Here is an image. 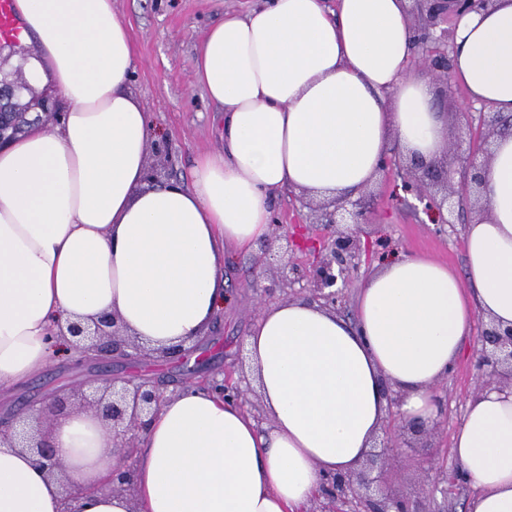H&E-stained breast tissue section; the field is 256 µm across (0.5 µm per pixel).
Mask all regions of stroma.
Segmentation results:
<instances>
[{
  "label": "stroma",
  "instance_id": "1",
  "mask_svg": "<svg viewBox=\"0 0 512 512\" xmlns=\"http://www.w3.org/2000/svg\"><path fill=\"white\" fill-rule=\"evenodd\" d=\"M114 10L129 26L141 62L129 86L155 127L159 140L150 149L168 154L169 162L158 177L182 181L198 155L224 146L223 114L205 92L190 82V71L200 42L208 29L228 13H244L265 6L266 0H112ZM439 110L446 118L448 144H479L480 131L473 116L479 107L462 87L453 88ZM368 221L352 224L348 233L364 248L346 290L342 316L353 319L355 298L361 283L378 263L401 253H415L448 264L456 273L464 271V227L447 228L428 223L423 206L407 193L396 171H383L365 190ZM285 227L300 223L311 238H319L321 225L309 209L300 208L296 193L285 190L272 199ZM229 300L218 320L205 353L180 364L155 365L145 359L117 361L112 372L118 377L150 375L193 382L198 372H219L240 366L246 359L245 338L260 310L282 301L283 295L269 291L259 248L238 255L224 268ZM481 325H474L468 338L470 354L444 380L448 390L446 415L435 425L434 439L427 448L404 444L395 424L385 426L382 443L393 446L388 464L379 469L384 486L393 494L409 498L415 512H465L472 487L457 477L459 466L450 450L451 437L462 422L465 403L479 383L472 358L478 348ZM446 473L448 488L418 490L424 469Z\"/></svg>",
  "mask_w": 512,
  "mask_h": 512
}]
</instances>
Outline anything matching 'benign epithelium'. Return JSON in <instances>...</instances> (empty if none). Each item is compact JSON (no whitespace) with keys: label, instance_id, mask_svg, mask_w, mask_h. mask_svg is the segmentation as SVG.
Segmentation results:
<instances>
[{"label":"benign epithelium","instance_id":"7a95c632","mask_svg":"<svg viewBox=\"0 0 512 512\" xmlns=\"http://www.w3.org/2000/svg\"><path fill=\"white\" fill-rule=\"evenodd\" d=\"M410 28L412 31L413 62L425 67L430 75L443 86L438 89L442 96L448 95V73L451 67L454 28L447 27L449 17H458L469 12H481L493 5L494 0H411ZM484 138L488 139L512 132V115L501 112H485L481 118ZM457 168L452 164L412 157L404 163L400 159L384 157L382 170L396 165L398 175L403 178L406 191L425 203L426 212L435 213L441 224H453L454 204L449 202L454 194L450 171L459 174L461 188L474 191L476 205L470 209L467 223L472 224L488 215V200L484 194L483 167L485 161L477 160V151L470 149L456 157ZM306 205L316 213L317 223L323 226L325 237L317 252L316 260L309 266L302 265L293 257H284L290 248L299 243L280 233L283 225L273 217V236L264 246L262 260L272 270V287L283 292L294 285L307 283L306 298L320 306L336 311L355 260L359 256L360 242L339 228L341 224L366 223L365 203L348 197L324 200L318 204L308 201ZM67 335L72 341L69 350L59 357L70 362L72 368L83 370L107 362L116 356L124 358L148 357L155 354L165 358L170 350L153 349L137 338L127 334L114 315H103L91 324L72 322L67 326ZM476 368L481 373L480 388L490 386L512 388V325H503L494 320L485 324L478 339ZM92 380L74 381L57 388L53 394V412H58L69 399L77 397L88 404V408L112 432L113 452L124 454L128 444L139 438L148 419L159 410L164 392L151 378L137 380L116 378L95 387L92 398H87L84 387ZM199 384L236 401L246 400L244 390L233 381L231 374L203 377ZM50 417L43 414L35 420H21L16 415L0 418V446L26 448L35 463L53 476L60 478L64 496L63 512H76L71 483L64 475V466L56 449L46 439L44 428ZM392 451L385 445L379 452L368 454L361 469L354 475H336L326 479L323 490L315 500L310 512H412L407 500L374 492L375 478L371 473L377 461ZM112 490L131 493L128 471L117 469L107 480Z\"/></svg>","mask_w":512,"mask_h":512}]
</instances>
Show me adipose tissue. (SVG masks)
Masks as SVG:
<instances>
[{
	"label": "adipose tissue",
	"mask_w": 512,
	"mask_h": 512,
	"mask_svg": "<svg viewBox=\"0 0 512 512\" xmlns=\"http://www.w3.org/2000/svg\"><path fill=\"white\" fill-rule=\"evenodd\" d=\"M39 45L30 86L66 104L0 148V389L65 349L70 322L116 316L151 347L191 345L227 299L224 263L268 240L273 193L363 189L392 143L431 161L446 130L414 66L407 0H270L225 15L197 50L191 82L224 114V150L185 182L148 184L156 132L128 89L139 58L112 0H15ZM451 82L512 113V0L460 18ZM489 212L467 225L465 272L418 255L378 265L354 320L304 300L266 306L245 339L263 409L201 388L163 400L142 437L133 496L104 489L112 436L90 412L49 437L83 493L78 512H304L328 474L356 472L388 414L433 422L436 385L478 316L512 324V134L484 170ZM451 452L474 492L467 512H512V391L472 394ZM61 486L0 447V512H62Z\"/></svg>",
	"instance_id": "obj_1"
}]
</instances>
